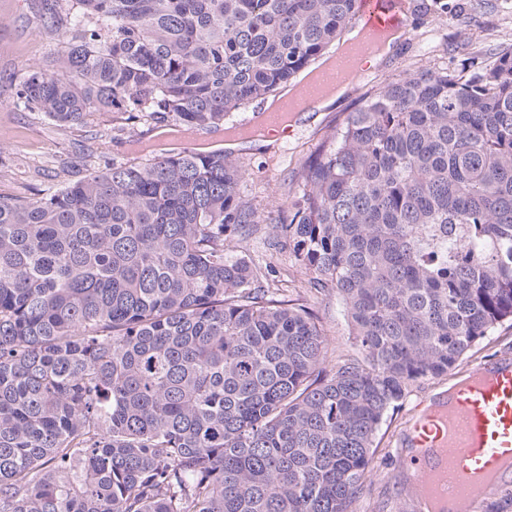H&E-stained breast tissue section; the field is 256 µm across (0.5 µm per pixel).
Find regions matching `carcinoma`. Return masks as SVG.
<instances>
[{"instance_id": "cac0c4a2", "label": "carcinoma", "mask_w": 512, "mask_h": 512, "mask_svg": "<svg viewBox=\"0 0 512 512\" xmlns=\"http://www.w3.org/2000/svg\"><path fill=\"white\" fill-rule=\"evenodd\" d=\"M356 0H57L18 99L217 131L326 53ZM363 97L274 239L342 302L315 317L232 255L261 223L224 151L0 195V512H354L414 383L512 319V48Z\"/></svg>"}]
</instances>
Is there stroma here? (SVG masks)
Here are the masks:
<instances>
[{
	"label": "stroma",
	"instance_id": "obj_1",
	"mask_svg": "<svg viewBox=\"0 0 512 512\" xmlns=\"http://www.w3.org/2000/svg\"><path fill=\"white\" fill-rule=\"evenodd\" d=\"M54 0H0V194L36 199L76 181L106 162L145 161L134 153L129 136L112 129L111 113H98L87 122L58 127L42 113L25 108L17 99V85L30 66L57 57L58 36L47 26ZM404 38L385 63L353 82L344 98L295 118L296 134L273 143L239 148L228 156L244 176L241 196L263 215V223L239 241L236 255L253 266L271 270L288 299L304 303L319 318L328 342L322 360L331 370L338 355L352 352L355 339L335 292L309 288L307 275L291 251L270 246L272 225L288 217V204L301 196L299 172L318 153L323 134L352 111L372 87L399 79L421 68L471 70L480 67L487 47L512 46V0H402ZM473 46L459 53L461 41ZM147 150H199L222 142L223 134L200 131L183 135L154 122L135 128ZM512 357V321L502 322L481 344L469 351L452 375L421 381L412 387L403 405L389 412L379 430L370 472V490L359 499L357 512H419L403 484L395 455L397 441L412 405L447 392L452 380L464 378L469 368L484 359Z\"/></svg>",
	"mask_w": 512,
	"mask_h": 512
}]
</instances>
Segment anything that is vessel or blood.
I'll return each instance as SVG.
<instances>
[{"label":"vessel or blood","instance_id":"1","mask_svg":"<svg viewBox=\"0 0 512 512\" xmlns=\"http://www.w3.org/2000/svg\"><path fill=\"white\" fill-rule=\"evenodd\" d=\"M358 23L383 39L403 18L397 0H360ZM427 421L410 419L402 444L414 449L409 469L415 495H474L481 469L512 457V360L477 364L459 391L433 403Z\"/></svg>","mask_w":512,"mask_h":512}]
</instances>
